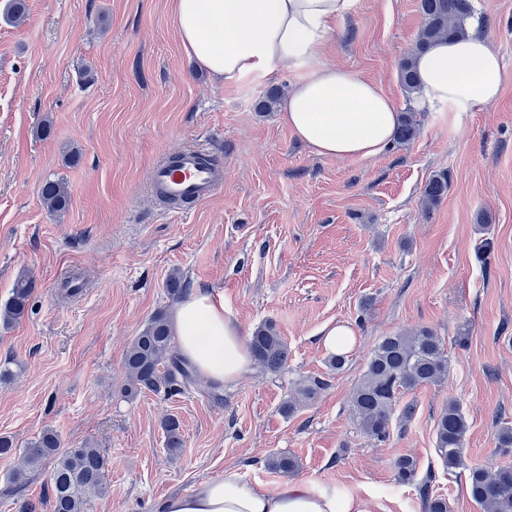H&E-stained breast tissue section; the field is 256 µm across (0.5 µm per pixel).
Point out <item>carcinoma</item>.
<instances>
[{
    "instance_id": "carcinoma-1",
    "label": "carcinoma",
    "mask_w": 512,
    "mask_h": 512,
    "mask_svg": "<svg viewBox=\"0 0 512 512\" xmlns=\"http://www.w3.org/2000/svg\"><path fill=\"white\" fill-rule=\"evenodd\" d=\"M423 24L415 38L412 51L400 63V82L409 95L420 91L415 66L416 57L429 45L441 40L465 35L464 22L471 16V0H419ZM419 134V123L412 109L402 112L395 131L396 142L409 143ZM448 193V175L432 177L423 191V202L431 208ZM45 207L52 213L65 212L70 198L64 183L46 181L40 190ZM33 288V281L21 277L14 285L5 319L20 317ZM167 295L177 300L186 292L188 283L177 272L165 284ZM254 362L270 374L280 373L288 363V345L279 335L275 324L264 322L254 328L248 338ZM124 396L134 397L149 391L165 396L183 394L196 383L195 375L178 355L176 338L168 313L157 310L144 328L131 341L124 358ZM448 376V351L441 337L429 329L397 332L383 337L372 350L364 371L350 397V410L362 431L370 438L385 442L390 438L393 412L400 398L423 386L437 385ZM328 383L321 377L304 379L298 393L302 400L319 398ZM168 452L175 454L182 447L180 422L169 415L162 421ZM467 421L455 401L444 406L435 421L436 452L449 472L467 471L469 493L483 512H512V466L494 468L469 465L465 462L464 438ZM24 467L15 472L13 481L26 484L27 473L37 470L50 460L49 472L52 512H88L92 498L105 490L108 457L102 449L90 444L78 448H63L53 430L42 432L23 449ZM277 473L289 474L298 468L296 459L278 453L267 462ZM395 476L400 484L416 481L417 460L401 455L394 462ZM418 482V481H416ZM432 477L418 482L419 495L426 512H450L448 499L432 491Z\"/></svg>"
}]
</instances>
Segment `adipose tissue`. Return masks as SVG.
<instances>
[{
    "label": "adipose tissue",
    "instance_id": "1",
    "mask_svg": "<svg viewBox=\"0 0 512 512\" xmlns=\"http://www.w3.org/2000/svg\"><path fill=\"white\" fill-rule=\"evenodd\" d=\"M353 0H174L173 15L185 53L231 84L277 71L297 79L283 103L284 120L317 154L370 158L393 140L399 111L373 81L325 64L331 25ZM463 38L430 46L416 60L421 105L446 104L467 112L497 101L507 80L489 38L466 22ZM180 357L216 386L253 370L240 329L222 294L187 293L172 314ZM160 512H371L368 500L331 483H284L261 491L236 471L166 499Z\"/></svg>",
    "mask_w": 512,
    "mask_h": 512
}]
</instances>
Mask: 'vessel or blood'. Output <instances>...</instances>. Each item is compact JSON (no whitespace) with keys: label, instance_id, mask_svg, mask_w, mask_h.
Here are the masks:
<instances>
[{"label":"vessel or blood","instance_id":"obj_1","mask_svg":"<svg viewBox=\"0 0 512 512\" xmlns=\"http://www.w3.org/2000/svg\"><path fill=\"white\" fill-rule=\"evenodd\" d=\"M205 151L187 147L162 157L151 169L149 188L159 205L171 200H206L224 187V170L205 163Z\"/></svg>","mask_w":512,"mask_h":512}]
</instances>
